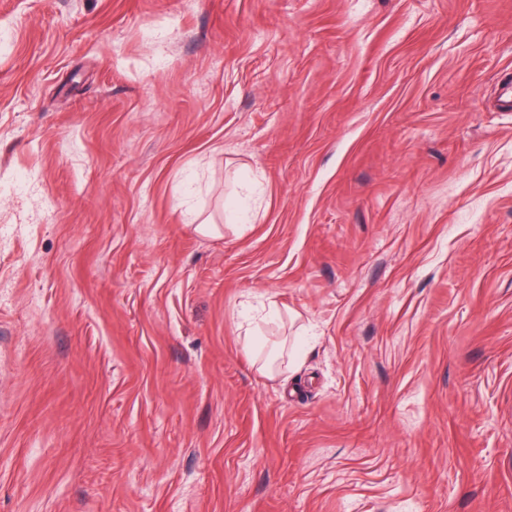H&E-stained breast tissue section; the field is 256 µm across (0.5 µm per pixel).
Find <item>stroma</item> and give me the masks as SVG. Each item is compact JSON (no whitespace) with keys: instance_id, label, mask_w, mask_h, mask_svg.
Returning <instances> with one entry per match:
<instances>
[{"instance_id":"stroma-1","label":"stroma","mask_w":512,"mask_h":512,"mask_svg":"<svg viewBox=\"0 0 512 512\" xmlns=\"http://www.w3.org/2000/svg\"><path fill=\"white\" fill-rule=\"evenodd\" d=\"M509 73L512 0H0V512H512Z\"/></svg>"}]
</instances>
